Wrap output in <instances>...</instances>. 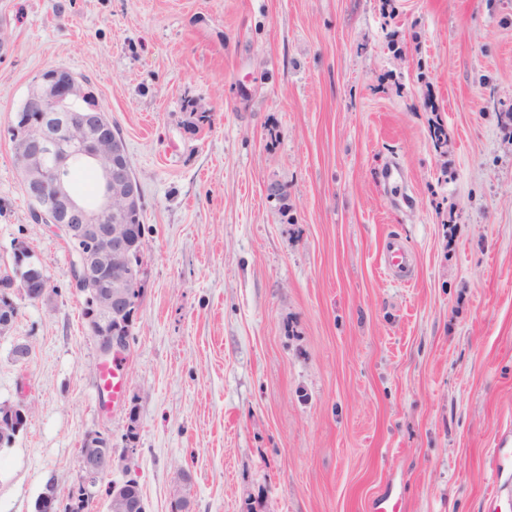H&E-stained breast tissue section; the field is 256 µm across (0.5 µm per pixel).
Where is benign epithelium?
Wrapping results in <instances>:
<instances>
[{
  "label": "benign epithelium",
  "mask_w": 512,
  "mask_h": 512,
  "mask_svg": "<svg viewBox=\"0 0 512 512\" xmlns=\"http://www.w3.org/2000/svg\"><path fill=\"white\" fill-rule=\"evenodd\" d=\"M108 115L94 102L87 83L63 67L47 69L14 118L11 138L18 145L22 188L33 203L38 223L73 244L72 287L90 301L89 331L100 358L122 357L129 348L130 326L143 297L140 255L143 231L131 223L139 206L140 185L127 154L106 131ZM82 162L95 168L102 181L96 197L80 200L69 191L70 167ZM12 263L0 267V292L16 286L13 265L29 270L21 292L43 299L49 281L32 261L24 240L13 244ZM24 403L0 406V440L16 437L30 420ZM83 481L69 490L70 508L94 497L101 478L112 470V442L101 434L85 437L81 446ZM105 512H146L139 484L130 479L107 485Z\"/></svg>",
  "instance_id": "obj_1"
}]
</instances>
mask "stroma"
<instances>
[{
    "label": "stroma",
    "instance_id": "1",
    "mask_svg": "<svg viewBox=\"0 0 512 512\" xmlns=\"http://www.w3.org/2000/svg\"><path fill=\"white\" fill-rule=\"evenodd\" d=\"M55 66L141 188L144 295L107 403L5 133ZM511 108L512 0H0V260L26 240L50 285L0 335V404L32 408L0 512L66 495L93 433L147 512H512Z\"/></svg>",
    "mask_w": 512,
    "mask_h": 512
}]
</instances>
